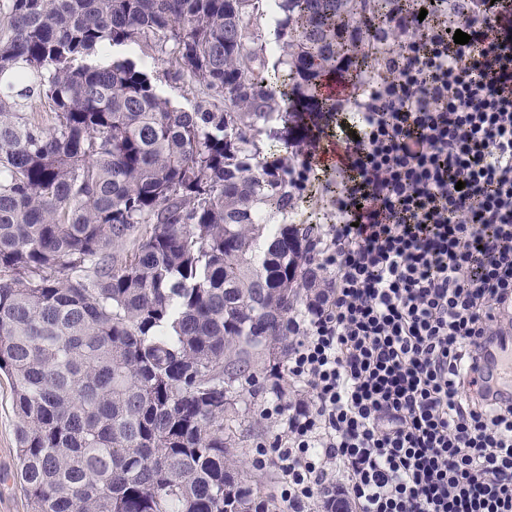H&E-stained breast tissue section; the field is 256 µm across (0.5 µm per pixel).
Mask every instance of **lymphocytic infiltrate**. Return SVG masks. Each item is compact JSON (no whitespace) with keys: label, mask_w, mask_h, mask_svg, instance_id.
<instances>
[{"label":"lymphocytic infiltrate","mask_w":512,"mask_h":512,"mask_svg":"<svg viewBox=\"0 0 512 512\" xmlns=\"http://www.w3.org/2000/svg\"><path fill=\"white\" fill-rule=\"evenodd\" d=\"M350 35L288 164L327 197L332 296L289 323L309 397L265 407L257 453L286 512L339 484L354 512H512V394L475 377L512 338V0H371Z\"/></svg>","instance_id":"f902f5d3"}]
</instances>
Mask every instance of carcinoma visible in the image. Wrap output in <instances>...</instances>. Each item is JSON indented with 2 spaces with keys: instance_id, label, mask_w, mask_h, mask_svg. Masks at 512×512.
Masks as SVG:
<instances>
[{
  "instance_id": "1",
  "label": "carcinoma",
  "mask_w": 512,
  "mask_h": 512,
  "mask_svg": "<svg viewBox=\"0 0 512 512\" xmlns=\"http://www.w3.org/2000/svg\"><path fill=\"white\" fill-rule=\"evenodd\" d=\"M0 36V373L29 512H260L224 435L330 295L276 113L359 43L365 0H8ZM157 51L201 98L165 96ZM273 241L257 253L262 236ZM284 121L280 115L275 114L273 119L267 124V135L263 136V141L260 146L262 148L263 155L270 152L271 149H283V135H284Z\"/></svg>"
}]
</instances>
